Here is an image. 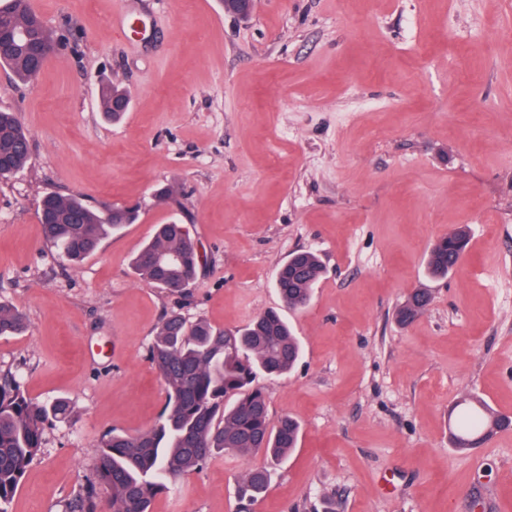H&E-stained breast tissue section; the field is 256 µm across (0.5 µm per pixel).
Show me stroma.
<instances>
[{
	"label": "stroma",
	"mask_w": 512,
	"mask_h": 512,
	"mask_svg": "<svg viewBox=\"0 0 512 512\" xmlns=\"http://www.w3.org/2000/svg\"><path fill=\"white\" fill-rule=\"evenodd\" d=\"M33 9L65 47L28 83L0 68V109L31 136L28 164L0 180V301L30 325L0 337V371L72 413L46 426L8 512H65L101 434L157 423L147 345L167 310L243 328L280 306L274 275L299 249L326 266L287 315L302 357L257 383L271 421L301 422L300 447L248 508L246 462L226 453L152 512H512V430L468 454L448 441L469 396L512 417V0H257L247 21L219 0ZM118 11L140 34L113 26ZM103 83L132 99L120 122L99 110ZM50 193L140 218L74 268L41 234ZM174 218L207 259L187 298L130 268ZM461 225L467 254L429 278L428 246ZM416 288L433 303L400 326Z\"/></svg>",
	"instance_id": "35a3bbf8"
}]
</instances>
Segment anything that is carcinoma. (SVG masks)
I'll return each mask as SVG.
<instances>
[{
    "mask_svg": "<svg viewBox=\"0 0 512 512\" xmlns=\"http://www.w3.org/2000/svg\"><path fill=\"white\" fill-rule=\"evenodd\" d=\"M27 0H0V31L11 33L17 48L0 56V67L21 81L38 72L29 61L26 44H57ZM130 100L115 86L101 87V111L112 119L127 109L116 104ZM0 152L10 156L11 170L21 169L30 156V138L14 113L0 111ZM42 204L52 206L57 223L41 225L46 242L72 265L80 264L111 231L139 220L134 208L122 207L112 215L76 195L52 193ZM468 244L467 228L428 247L430 275L444 277L458 264ZM141 280L159 288L189 295L200 275L199 252L184 225L159 224L154 236L131 259ZM325 272L317 253L295 252L278 269L274 286L290 311L306 308L313 289ZM431 294H412L399 306V325L424 311ZM27 329L23 312L0 303V336H16ZM148 358L163 380L166 399L158 423L137 435L112 429L98 442L97 479L110 492L112 512H151V503L182 477L201 469L219 453L246 458L247 468L237 487L242 503H251L267 491L270 465L298 447L300 422L285 415L273 424L259 375L281 377L299 362L302 341L285 315L275 309L254 318L235 332L218 329L202 318L189 321L179 309L165 313L147 346ZM67 402L42 404L28 399L16 374H0V512H8L26 468L38 456L44 430L66 417ZM508 416L482 402H464L450 445L468 452L483 441V434L502 428ZM68 512H102L94 485L79 487L68 501Z\"/></svg>",
    "mask_w": 512,
    "mask_h": 512,
    "instance_id": "1",
    "label": "carcinoma"
}]
</instances>
